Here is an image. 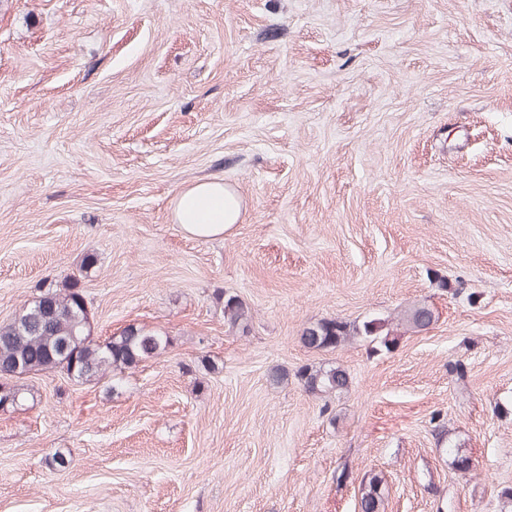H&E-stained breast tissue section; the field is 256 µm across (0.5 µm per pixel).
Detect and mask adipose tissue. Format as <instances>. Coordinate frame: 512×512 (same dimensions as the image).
I'll use <instances>...</instances> for the list:
<instances>
[{
	"label": "adipose tissue",
	"instance_id": "adipose-tissue-1",
	"mask_svg": "<svg viewBox=\"0 0 512 512\" xmlns=\"http://www.w3.org/2000/svg\"><path fill=\"white\" fill-rule=\"evenodd\" d=\"M236 193L219 178H206L181 190L173 209V220L182 230L198 238H220L240 218Z\"/></svg>",
	"mask_w": 512,
	"mask_h": 512
}]
</instances>
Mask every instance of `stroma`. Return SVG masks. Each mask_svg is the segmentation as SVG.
I'll return each mask as SVG.
<instances>
[{
  "instance_id": "1",
  "label": "stroma",
  "mask_w": 512,
  "mask_h": 512,
  "mask_svg": "<svg viewBox=\"0 0 512 512\" xmlns=\"http://www.w3.org/2000/svg\"><path fill=\"white\" fill-rule=\"evenodd\" d=\"M209 177L215 240L172 218ZM89 253L94 339L170 346L25 377L0 512H355L371 472L386 512H512V0H0V323ZM413 302L392 351L301 340ZM329 359L325 400L297 373ZM241 213L236 193L219 178H206L181 190L173 209V220L182 230L198 238H221ZM249 319L248 310L243 307L235 295H225L224 297V320L232 327L245 330ZM401 321L414 331H423L434 322V314L430 307L422 303H413L401 313ZM299 380L306 392L322 398L339 396L350 386L349 373L336 362L306 366L300 371Z\"/></svg>"
}]
</instances>
